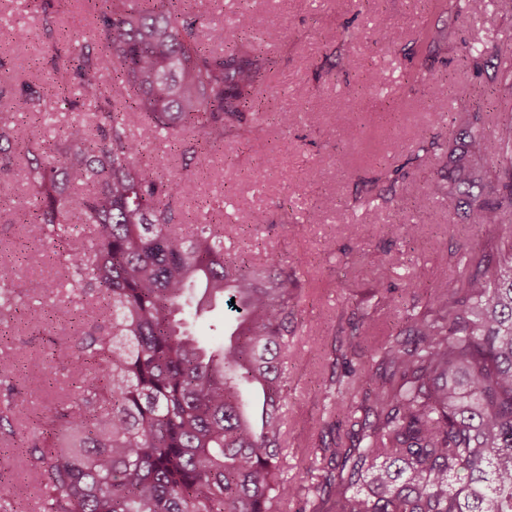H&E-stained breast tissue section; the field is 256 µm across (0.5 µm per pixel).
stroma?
<instances>
[{
  "instance_id": "obj_1",
  "label": "stroma",
  "mask_w": 512,
  "mask_h": 512,
  "mask_svg": "<svg viewBox=\"0 0 512 512\" xmlns=\"http://www.w3.org/2000/svg\"><path fill=\"white\" fill-rule=\"evenodd\" d=\"M183 5L212 24L247 10L251 45L272 61L257 96L299 115L285 131L271 113H260L263 138L204 154L171 150L161 139L144 143L146 157L185 174L181 207L190 218L207 212L263 214L265 224L256 232L245 230L242 246L302 264L293 354L285 361L283 436V476L298 483L307 453L333 438L325 385L344 372L332 355L338 315L370 317L369 329L379 337L397 331L410 302L426 305L434 289L464 279L463 248L489 239L487 228L448 213L423 187L427 179L447 176V150L477 101L479 84L461 45L479 48L512 36V0H492L483 13L457 23L439 17L434 0H184ZM437 24L448 32L443 50L407 59L402 46L413 45ZM388 30L399 50L379 44ZM340 34L348 36L351 52L342 65L334 41ZM50 45L23 0H0V104L39 141L73 119L53 95L60 75L47 64ZM370 68L381 76L379 94L347 97L346 83L359 81ZM418 70L446 83L444 93L409 85L408 76ZM25 81L43 87L54 124L44 125L41 116L19 105L14 90ZM424 132L434 144L418 157L413 144ZM384 179L392 181L394 199L357 206L365 185ZM30 199L20 175L0 177V265L20 287L34 279H60L63 272L51 249L23 228ZM311 210L318 211L317 221L307 220ZM404 224L418 225L416 239L403 238ZM381 284L400 289L401 298L384 302L377 290ZM44 304L53 313L51 331L38 332L19 316L0 323V383L17 388L14 410L25 422L47 405L46 397L26 395L31 382L52 371L59 388L68 386L56 351L71 336L70 317L81 301L64 288ZM20 445L17 438L0 441V480L13 484L19 512H37L35 476L17 453Z\"/></svg>"
}]
</instances>
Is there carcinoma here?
<instances>
[{
    "instance_id": "obj_1",
    "label": "carcinoma",
    "mask_w": 512,
    "mask_h": 512,
    "mask_svg": "<svg viewBox=\"0 0 512 512\" xmlns=\"http://www.w3.org/2000/svg\"><path fill=\"white\" fill-rule=\"evenodd\" d=\"M89 36L52 43L51 62L96 104L52 142L0 116V172L24 166L34 198L26 233L62 261L65 286L94 300L74 314L62 345L74 397L60 398L27 436L40 471L39 512H512V109L491 139L476 106L453 184L425 183L448 212L492 232L494 245L465 253L468 273L435 291L424 310L379 342L348 322L338 358L355 366L330 379L334 416L363 412V447L319 448L327 461L314 486L280 479L288 320L298 307L299 268L274 256L254 263L225 246L227 225L180 219L183 176L146 160L131 128L201 150L259 140L265 111L253 89L272 61L246 41L250 17L206 25L181 0H92ZM53 36L56 0H27ZM486 0H439L459 20ZM225 46L217 52L200 39ZM429 28L414 54L433 52ZM512 57V38L472 60ZM43 91L22 83L19 102L40 111ZM91 184L86 195L70 192ZM73 213L92 226L80 237ZM56 284L15 286L0 269V322L25 311L46 328L44 308L26 299ZM224 295L235 329L216 345L187 333L184 314L205 295ZM360 405L354 406L357 394ZM13 402L0 406V435L12 437Z\"/></svg>"
}]
</instances>
